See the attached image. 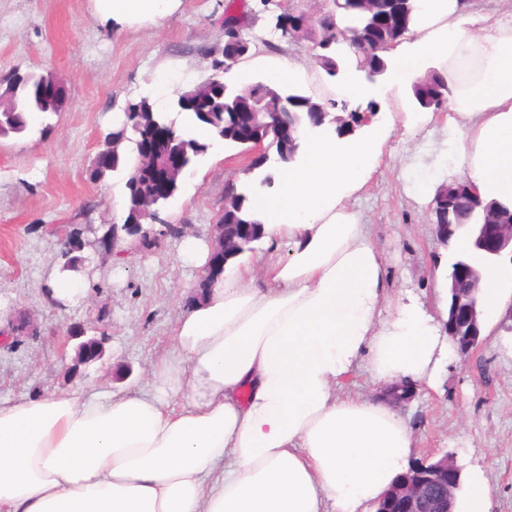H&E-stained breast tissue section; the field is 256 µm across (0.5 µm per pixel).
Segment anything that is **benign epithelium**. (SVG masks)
I'll list each match as a JSON object with an SVG mask.
<instances>
[{"label": "benign epithelium", "instance_id": "benign-epithelium-1", "mask_svg": "<svg viewBox=\"0 0 512 512\" xmlns=\"http://www.w3.org/2000/svg\"><path fill=\"white\" fill-rule=\"evenodd\" d=\"M318 16L319 12L314 7L291 17L284 12L277 18V29L288 41L301 43L309 38L314 19ZM224 48L226 69L249 51L248 43L240 38L236 29L224 35ZM25 79L38 89L40 98L44 100H54L65 92V84L59 77L27 74ZM288 109L289 102L284 99L280 101L279 111L258 113L257 121L240 132V143L246 146L249 161L256 160L261 166L268 162L265 142L269 140L278 146L282 163L290 162L294 153L299 151L302 135L300 129L289 122ZM134 122L145 129V135L137 143V151L143 159L139 175L148 176L151 182L152 191L146 200L145 211L156 218L158 207L171 199L173 185L185 176L184 155L170 150L176 139L174 122L146 126L138 118ZM435 228L437 237L446 243L452 242L458 231L463 229L469 242V252L457 256L451 263L448 319L444 322L456 351L465 355L482 343L485 318L484 305L471 301L473 296H483L484 270L472 263L470 254H480L485 262L497 266L506 260L512 263V222L437 224ZM186 229L185 224H166L157 232L141 224H127L125 232L117 230L110 238L101 236L87 242L78 236L69 237L63 243V252L72 256L89 246L104 255H119L121 251L117 247L126 236L132 239L136 250L145 252L155 248L156 243L166 236L183 237ZM256 240L247 225L242 226L238 233L230 232L225 224L214 225L210 257L199 282H206L212 274H224L229 258L244 252L245 247ZM104 341L105 336L102 335L80 342L77 346L78 362L86 365L102 360ZM383 394L401 406L412 400L414 390L400 382L385 386ZM461 482L462 471L452 454L446 452L438 458L427 456L412 462L379 499L375 512H455L456 490Z\"/></svg>", "mask_w": 512, "mask_h": 512}]
</instances>
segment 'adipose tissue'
<instances>
[{"mask_svg":"<svg viewBox=\"0 0 512 512\" xmlns=\"http://www.w3.org/2000/svg\"><path fill=\"white\" fill-rule=\"evenodd\" d=\"M175 0H96L121 24ZM419 17L385 54L383 84L346 69L337 98L365 102L444 70L448 171L512 207V21L487 24L470 0H412ZM435 113L387 110L360 133L312 131L274 191L251 195L256 252L228 261L173 328L150 387L103 383L0 401V512H372L415 454L387 403L340 394L359 362L373 380L435 387L455 349L433 309L391 298L386 259L349 203L396 128ZM486 324L512 303V267L486 275Z\"/></svg>","mask_w":512,"mask_h":512,"instance_id":"obj_1","label":"adipose tissue"}]
</instances>
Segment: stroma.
<instances>
[{"label": "stroma", "mask_w": 512, "mask_h": 512, "mask_svg": "<svg viewBox=\"0 0 512 512\" xmlns=\"http://www.w3.org/2000/svg\"><path fill=\"white\" fill-rule=\"evenodd\" d=\"M226 0H179L159 22L103 24L93 0H0V85L15 72L61 77V111L32 120L27 132L0 138V400L60 392L89 381L113 389L148 384L155 360L172 347L179 313L196 301L200 269L181 262L178 239L116 258L91 255L84 296L53 305L46 296L62 242L86 225L117 220L125 177L91 180L102 133L119 127L129 101L152 82L166 102L209 77L223 56ZM288 0H237L254 41H278L275 24ZM448 130L426 127L388 139L376 177L351 202L386 258L392 296L433 304L432 269L448 248L430 221L431 201L415 200V170L447 181ZM237 149L208 151L160 212L210 241L227 181H241ZM107 334L102 361L76 367V341ZM417 454L452 453L463 476L482 471L490 512H512V335L488 331L475 352L457 356L436 388H419L401 411Z\"/></svg>", "instance_id": "35a3bbf8"}]
</instances>
